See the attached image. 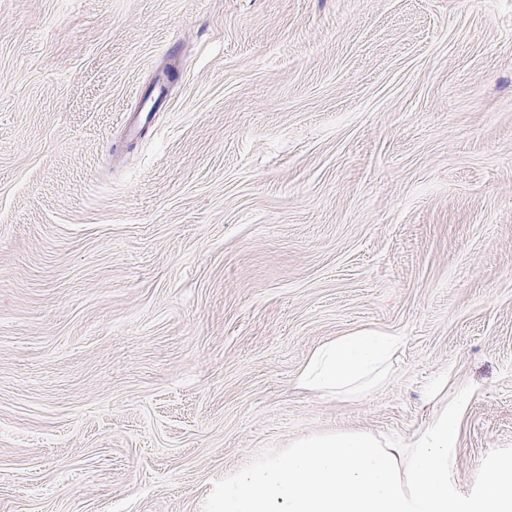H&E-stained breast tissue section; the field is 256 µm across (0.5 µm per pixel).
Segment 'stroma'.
<instances>
[{
  "label": "stroma",
  "mask_w": 512,
  "mask_h": 512,
  "mask_svg": "<svg viewBox=\"0 0 512 512\" xmlns=\"http://www.w3.org/2000/svg\"><path fill=\"white\" fill-rule=\"evenodd\" d=\"M360 329L384 384L299 386ZM467 385L464 494L512 445V0H0V512H203Z\"/></svg>",
  "instance_id": "stroma-1"
}]
</instances>
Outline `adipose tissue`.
Listing matches in <instances>:
<instances>
[{
	"label": "adipose tissue",
	"instance_id": "1",
	"mask_svg": "<svg viewBox=\"0 0 512 512\" xmlns=\"http://www.w3.org/2000/svg\"><path fill=\"white\" fill-rule=\"evenodd\" d=\"M396 349V337L373 330L329 339L310 354L299 381L326 396H358L387 379Z\"/></svg>",
	"mask_w": 512,
	"mask_h": 512
}]
</instances>
